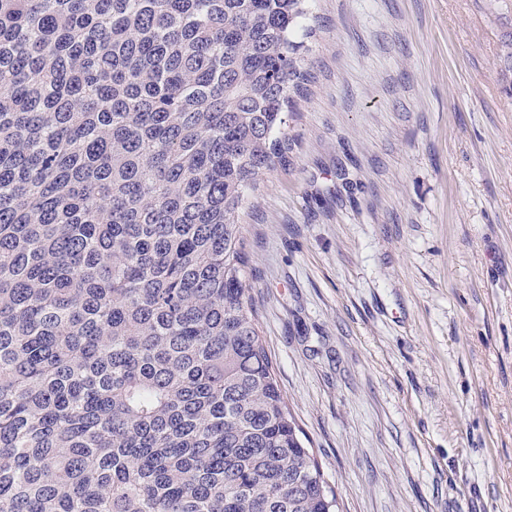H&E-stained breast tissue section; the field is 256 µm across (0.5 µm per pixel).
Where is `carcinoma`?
<instances>
[{
    "label": "carcinoma",
    "mask_w": 512,
    "mask_h": 512,
    "mask_svg": "<svg viewBox=\"0 0 512 512\" xmlns=\"http://www.w3.org/2000/svg\"><path fill=\"white\" fill-rule=\"evenodd\" d=\"M309 0H0V512H336L241 215Z\"/></svg>",
    "instance_id": "1"
}]
</instances>
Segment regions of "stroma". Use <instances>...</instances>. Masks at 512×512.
<instances>
[{
    "instance_id": "stroma-1",
    "label": "stroma",
    "mask_w": 512,
    "mask_h": 512,
    "mask_svg": "<svg viewBox=\"0 0 512 512\" xmlns=\"http://www.w3.org/2000/svg\"><path fill=\"white\" fill-rule=\"evenodd\" d=\"M291 162L242 217L339 512H512V0H313Z\"/></svg>"
}]
</instances>
